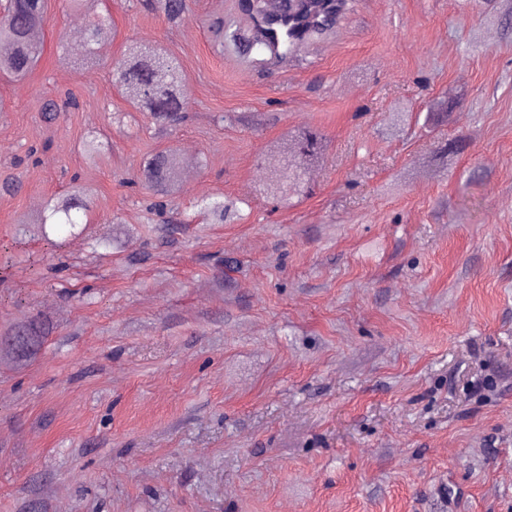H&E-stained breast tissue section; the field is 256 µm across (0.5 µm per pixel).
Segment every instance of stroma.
I'll list each match as a JSON object with an SVG mask.
<instances>
[{"instance_id": "obj_1", "label": "stroma", "mask_w": 512, "mask_h": 512, "mask_svg": "<svg viewBox=\"0 0 512 512\" xmlns=\"http://www.w3.org/2000/svg\"><path fill=\"white\" fill-rule=\"evenodd\" d=\"M107 2L97 64L58 62L87 16L49 0L38 67L0 76V183H22L0 241L72 176L97 190L88 224L0 269V331L53 327L27 365L0 359V512H512L503 0H358L267 69L213 46L238 0H192L179 27ZM133 41L182 64L191 117L166 133L113 82ZM291 128L326 159L278 205L262 184ZM167 149L178 210L221 195L244 221L153 220L142 163Z\"/></svg>"}]
</instances>
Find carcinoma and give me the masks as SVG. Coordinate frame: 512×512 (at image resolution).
<instances>
[{
	"label": "carcinoma",
	"mask_w": 512,
	"mask_h": 512,
	"mask_svg": "<svg viewBox=\"0 0 512 512\" xmlns=\"http://www.w3.org/2000/svg\"><path fill=\"white\" fill-rule=\"evenodd\" d=\"M146 10L163 15L172 27L183 25L189 16V0H137ZM239 8L246 17V25L228 31L232 21L220 16L211 23V32L222 49L239 48L242 36L252 32L271 13L269 0H241ZM48 0H0V75L13 80L26 78L39 63L43 47L36 38L44 23ZM348 9V0H337L336 16L322 10L316 21L311 13L304 20L295 21L273 45L263 38L254 40L256 56L251 63L261 69L272 65H285L298 57L301 48L329 31L336 17ZM112 29L109 17L95 16L88 20L79 35V57L66 50L59 57L62 63L92 65L105 36ZM117 83L125 100L141 112L150 114L158 130L163 132L186 120V90L180 60L168 50L138 43L126 47L118 63ZM273 150L280 157V164L270 171L263 191L283 196L307 191V175L324 162L321 138L308 130L289 131L276 140ZM182 159L173 150L160 151L143 160V175L151 194L149 209L162 211L169 198L179 187ZM95 201L94 188L84 183H74L58 196L49 198L39 217L21 223L19 233L25 237L35 233L47 237L46 224L74 226L80 216L91 213ZM213 224L231 221L237 216L232 205L221 200L205 198L200 201ZM46 325L36 319L15 324L4 336L17 338L14 348L8 350L14 359L26 361L34 356L44 336Z\"/></svg>",
	"instance_id": "cac0c4a2"
}]
</instances>
